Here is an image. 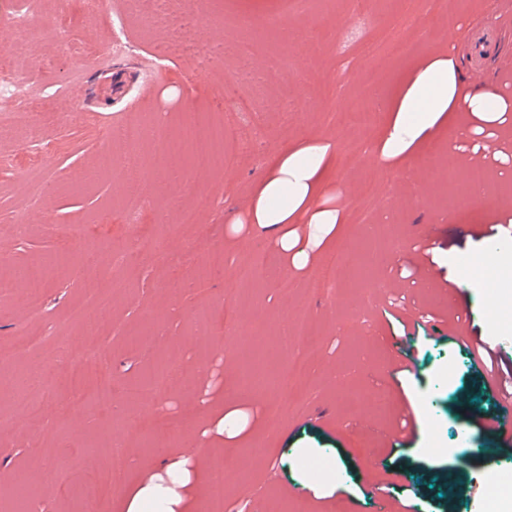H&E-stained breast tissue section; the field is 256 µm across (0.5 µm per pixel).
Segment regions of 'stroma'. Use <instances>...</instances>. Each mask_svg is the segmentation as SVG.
<instances>
[{
	"label": "stroma",
	"instance_id": "1",
	"mask_svg": "<svg viewBox=\"0 0 512 512\" xmlns=\"http://www.w3.org/2000/svg\"><path fill=\"white\" fill-rule=\"evenodd\" d=\"M276 2L184 0L194 33L181 41L154 0H142L125 31L133 55L106 68L91 57L78 60L75 81L54 64L59 28L67 27L77 43L106 49L112 16L130 12L128 0H101L99 11L86 15L77 0H43L33 16L37 36L10 65L30 71L54 96L60 115L49 118L21 101L0 104V152L15 161L0 171V267L19 276L10 294H0V512H19L26 487L29 512H123L122 487L94 499L84 493L89 472L105 469L116 439L124 446L130 484L169 456L182 454L206 468L226 453L230 512H374L377 487L386 491L389 512H495L487 493L470 496L468 486L512 469V458L499 457L466 432L460 398L472 390L474 367L467 345L441 338L435 326L440 291L451 285L468 291L475 335L493 346L512 342V333L487 331V290L459 278L455 265L491 247L512 251V236L489 231L502 221L496 208L500 199L512 198V180L486 164L487 196L474 202L459 193L469 166H443L418 181L417 163L400 169L379 157L377 128L344 121L355 109L384 110L395 81L434 50L450 51L461 72L480 67L482 81L512 90V73L474 61L463 46L472 22L496 23L494 4L461 0L452 23L450 0H373L371 12L355 20L351 0H290L287 19L265 29ZM399 38L412 46L402 57L389 51ZM274 54L287 57L288 70L267 80L264 64ZM147 62L156 73L150 85L141 80ZM228 83L252 109L225 113L224 132L230 141H249V154L207 172L187 169L176 183L146 168L152 203L146 222L161 249L140 262L116 263L115 255L146 244L126 222L122 189L98 171L113 128L152 115L182 134L205 117ZM279 98L289 100L291 111L266 108V101ZM34 123L44 125L48 142L39 153L16 138ZM310 138L335 151L328 194L348 211L335 247L314 260L319 271L338 259L342 272L317 294L306 288L308 275L286 266L268 274L273 250L267 232L253 227L235 243L224 242L227 225L244 218L268 163L284 146ZM43 179L54 191L33 198ZM188 206L196 209L192 224L182 221ZM19 208L28 223L23 235L13 222ZM63 239L74 253L64 268L56 263ZM217 252L224 256L221 275L189 291L177 289ZM31 264L47 271L37 300L20 279ZM404 266L413 270V281L400 278ZM89 278L99 280L111 303L107 321L93 325L71 316ZM402 296L406 306L396 307ZM300 309L309 334L298 348L308 356L306 376L285 401L269 381L258 394L245 388L252 326H263L265 361L277 370L294 353L277 343L287 318ZM134 336L142 348L130 345ZM203 339L216 359H201ZM62 345L69 358H59ZM408 360L413 370H405ZM24 371L48 377L51 409L37 430L16 403L14 380ZM77 371L85 379L80 392L72 385ZM101 384L117 391L108 412L92 402ZM228 404L242 413L249 451L209 433ZM407 412L417 425L408 451L358 432L367 421L377 430L396 425ZM432 443L437 453L429 452ZM299 455L308 462L300 470L292 465ZM315 463L336 474L331 496L306 491L316 478ZM421 472L427 483H414ZM450 480L453 495L429 493V486Z\"/></svg>",
	"mask_w": 512,
	"mask_h": 512
}]
</instances>
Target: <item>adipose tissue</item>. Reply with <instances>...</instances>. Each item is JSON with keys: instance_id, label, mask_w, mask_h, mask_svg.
<instances>
[{"instance_id": "ef3b65f1", "label": "adipose tissue", "mask_w": 512, "mask_h": 512, "mask_svg": "<svg viewBox=\"0 0 512 512\" xmlns=\"http://www.w3.org/2000/svg\"><path fill=\"white\" fill-rule=\"evenodd\" d=\"M512 126V97L495 83H464L454 61L432 52L399 81L388 99L386 120L377 136L383 159L408 164L441 132L457 135ZM336 169L329 145H289L273 158L255 184L246 221L232 233L255 224L271 233L270 245L294 271L310 273V247L333 246L345 216L326 205L325 192ZM481 268L484 280L502 282L496 304L512 305V254H489L480 264L459 265L460 276ZM191 459L175 455L124 492L125 512H187Z\"/></svg>"}]
</instances>
